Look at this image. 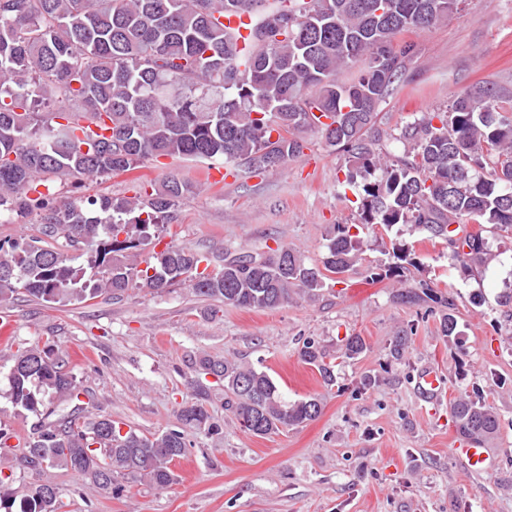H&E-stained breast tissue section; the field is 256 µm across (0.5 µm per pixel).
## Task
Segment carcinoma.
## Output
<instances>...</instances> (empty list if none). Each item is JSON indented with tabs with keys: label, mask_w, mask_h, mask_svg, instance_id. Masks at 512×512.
Instances as JSON below:
<instances>
[{
	"label": "carcinoma",
	"mask_w": 512,
	"mask_h": 512,
	"mask_svg": "<svg viewBox=\"0 0 512 512\" xmlns=\"http://www.w3.org/2000/svg\"><path fill=\"white\" fill-rule=\"evenodd\" d=\"M456 0H0V215L33 217L37 233L0 241V301L23 292L45 303L86 302L135 288L188 284L207 299L249 310L278 308L295 290L324 288L361 260V240L337 226L315 265L295 249L225 252L224 266L200 268L197 252L162 244L174 209L196 186L175 175L135 195L56 197L40 187L72 176L107 177L149 159L193 158L227 165L279 168L302 153L301 134L314 131L327 147L353 162L361 179V224H397L448 241L454 269L476 277L496 259L486 238L451 229L463 219L512 234V113L503 93L476 85L448 112H427L399 139L411 158L392 163L376 148L380 103L405 73L411 43L405 31L448 19ZM293 24L264 23L268 13ZM247 13L249 34L224 24ZM245 39L248 50L240 49ZM354 70L351 78L340 74ZM155 250L139 267L136 250ZM163 245L158 250L156 246ZM81 252L74 267L68 249ZM412 248L392 247V262L370 278H403ZM428 298L448 308L441 333L455 335L453 303L425 280L394 299L416 305ZM366 348L349 336L343 356ZM302 362L325 386L335 362L307 340ZM196 372L224 381V409L240 428L267 437L316 419L320 398L282 399L273 379L234 359L201 353ZM13 405L44 416L51 396L79 400L69 354L20 341L7 374ZM199 385L179 409L180 427L150 436L120 433L110 416L84 408L54 422L40 420L22 469L61 467L103 491L119 493L118 479L163 490L177 480L171 463L185 455L188 435L216 434ZM459 433L482 447L495 438V412L461 399L451 408ZM13 475H0V510L58 512L59 495L31 484L22 497Z\"/></svg>",
	"instance_id": "cac0c4a2"
}]
</instances>
